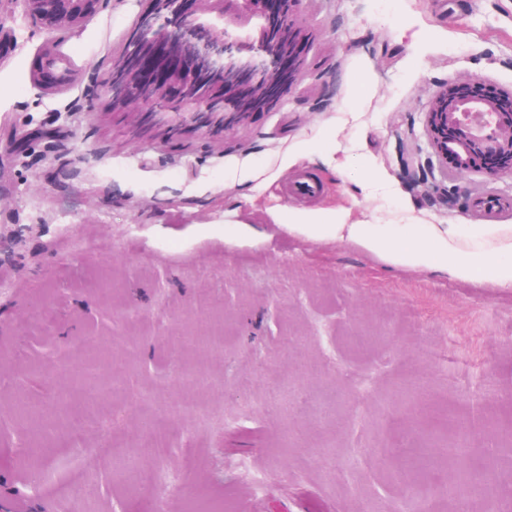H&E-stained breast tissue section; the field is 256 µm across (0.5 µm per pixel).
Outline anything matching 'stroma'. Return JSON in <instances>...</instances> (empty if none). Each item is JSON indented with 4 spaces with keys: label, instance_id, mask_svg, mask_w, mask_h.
I'll list each match as a JSON object with an SVG mask.
<instances>
[{
    "label": "stroma",
    "instance_id": "stroma-1",
    "mask_svg": "<svg viewBox=\"0 0 512 512\" xmlns=\"http://www.w3.org/2000/svg\"><path fill=\"white\" fill-rule=\"evenodd\" d=\"M146 6L103 0L50 32L0 0V512H455L452 462L416 457L447 445L452 412L484 424L463 465L500 460L485 503L512 512V401L479 390L488 373L512 394V288L288 229L319 207L512 226V180H444L424 127L446 84L512 88V0H302L299 80L206 134L185 114L141 131L96 91ZM48 50L69 78L42 88ZM364 164L384 181L360 185ZM211 316L223 344L184 343ZM90 361L119 368L122 398L98 394ZM188 361L199 412L153 459L111 460V438L140 441L181 397Z\"/></svg>",
    "mask_w": 512,
    "mask_h": 512
}]
</instances>
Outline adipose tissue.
Returning <instances> with one entry per match:
<instances>
[{
  "mask_svg": "<svg viewBox=\"0 0 512 512\" xmlns=\"http://www.w3.org/2000/svg\"><path fill=\"white\" fill-rule=\"evenodd\" d=\"M288 229L354 246L406 270L512 288V226L366 224L313 211L293 215Z\"/></svg>",
  "mask_w": 512,
  "mask_h": 512,
  "instance_id": "ef3b65f1",
  "label": "adipose tissue"
}]
</instances>
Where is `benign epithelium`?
I'll return each mask as SVG.
<instances>
[{"label":"benign epithelium","instance_id":"obj_1","mask_svg":"<svg viewBox=\"0 0 512 512\" xmlns=\"http://www.w3.org/2000/svg\"><path fill=\"white\" fill-rule=\"evenodd\" d=\"M43 29L63 31L94 14L103 0H22ZM301 0H150L115 66L98 83L114 109L137 113L153 125L163 113L186 112L206 132L228 129L277 104L299 77L303 42L296 24ZM258 20L238 28V14ZM432 155L443 178L480 174L512 177V90L474 77L446 85L425 112ZM478 424L458 435L459 456L474 451ZM486 479L476 471L445 488L449 497L473 498Z\"/></svg>","mask_w":512,"mask_h":512}]
</instances>
